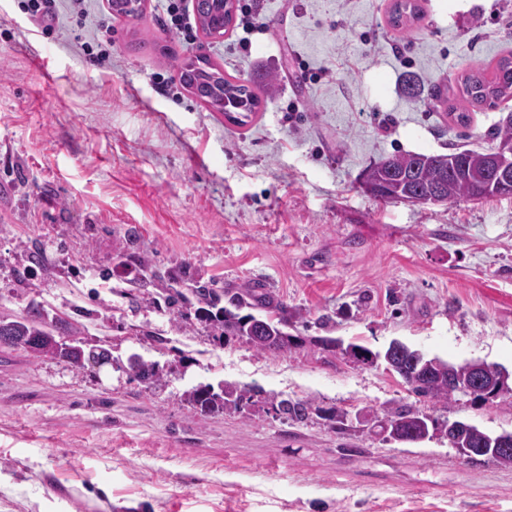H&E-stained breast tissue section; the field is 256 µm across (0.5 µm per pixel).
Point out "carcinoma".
<instances>
[{"label":"carcinoma","mask_w":512,"mask_h":512,"mask_svg":"<svg viewBox=\"0 0 512 512\" xmlns=\"http://www.w3.org/2000/svg\"><path fill=\"white\" fill-rule=\"evenodd\" d=\"M111 8L112 12L130 18H137L143 12L142 0H111ZM418 15L415 0H395L389 23L395 28L408 29ZM232 19L230 0H209L207 7L198 10L199 25L208 36L224 34ZM180 72L192 93L217 112H254L258 107L259 96L254 88L225 76L224 71L207 58L198 63H183ZM463 93L473 106H492L500 99L511 98L512 56L501 57L489 74L481 66L472 70L463 79ZM494 152L491 148L392 156L369 167L381 183L376 198L396 203L405 198L436 194L448 203L512 196L511 189L498 188L487 175L489 159ZM151 278L168 293L166 300L194 310L200 319L220 328L226 338L243 339L259 352L274 354L285 352L300 342L299 337L288 333V319L282 316L284 307L265 295L239 294L230 298L229 306L225 307L220 305V296L211 289L166 280L155 272L151 273ZM244 308L249 313L238 314ZM257 309L268 312V315L252 314ZM22 326L24 333L30 336H42L47 330L38 314L23 318ZM422 362L430 364L426 373L406 379V384L418 397L448 404L455 397L448 390V375L466 378L470 362L452 363L439 357L424 358ZM132 369L134 376L149 387L161 381V372L155 363L141 360ZM260 393L262 390L257 387L207 384L186 391L184 400L196 412L222 413L241 409L243 403ZM271 405L276 412L295 421H302L309 414L310 404L303 400L274 397Z\"/></svg>","instance_id":"cac0c4a2"}]
</instances>
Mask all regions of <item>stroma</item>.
Segmentation results:
<instances>
[{
  "label": "stroma",
  "instance_id": "1",
  "mask_svg": "<svg viewBox=\"0 0 512 512\" xmlns=\"http://www.w3.org/2000/svg\"><path fill=\"white\" fill-rule=\"evenodd\" d=\"M256 2L266 31L247 61L235 29L167 33L161 0L135 19L55 0L47 33L25 0H0V317L38 306L112 356L79 369L0 346V512H512V468L378 429L408 404L512 432L511 395L424 402L384 362L321 345L397 340L512 373V197L388 203L359 182L391 156L491 147L512 98L472 107L461 83L512 53V0H419L407 30L393 0ZM199 54L256 89L248 119L183 88ZM411 75L445 102L407 97ZM150 270L262 289L303 343L223 338L169 308ZM134 353L160 385L129 374ZM221 381L263 393L236 412L185 403ZM272 396L308 401V418L276 415Z\"/></svg>",
  "mask_w": 512,
  "mask_h": 512
}]
</instances>
